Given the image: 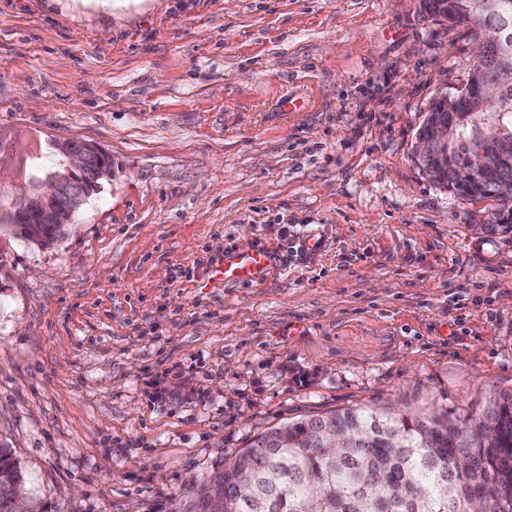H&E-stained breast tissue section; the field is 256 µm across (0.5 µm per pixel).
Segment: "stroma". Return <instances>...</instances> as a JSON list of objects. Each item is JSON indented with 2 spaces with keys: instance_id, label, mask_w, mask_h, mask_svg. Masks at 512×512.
Listing matches in <instances>:
<instances>
[{
  "instance_id": "35a3bbf8",
  "label": "stroma",
  "mask_w": 512,
  "mask_h": 512,
  "mask_svg": "<svg viewBox=\"0 0 512 512\" xmlns=\"http://www.w3.org/2000/svg\"><path fill=\"white\" fill-rule=\"evenodd\" d=\"M419 0H0V216L65 141L113 177L0 235V446L46 512H167L268 427L512 392V240L413 158L474 66ZM308 107L284 112L283 100ZM320 250L282 263L283 224ZM260 246L258 281L226 252ZM270 264V254L265 249L253 246L248 250H233L225 254L224 262L215 268L214 274L226 283L254 282Z\"/></svg>"
}]
</instances>
